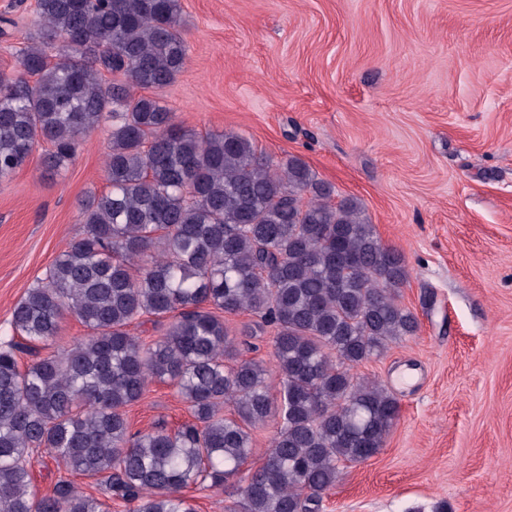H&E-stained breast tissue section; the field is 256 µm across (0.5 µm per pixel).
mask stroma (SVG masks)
<instances>
[{
  "instance_id": "stroma-1",
  "label": "stroma",
  "mask_w": 512,
  "mask_h": 512,
  "mask_svg": "<svg viewBox=\"0 0 512 512\" xmlns=\"http://www.w3.org/2000/svg\"><path fill=\"white\" fill-rule=\"evenodd\" d=\"M184 71L158 95L199 134L236 132L273 161L297 156L359 199L404 257L416 335L361 364L399 400L372 458L345 463L322 512H512V0H181ZM34 0H0V73H19ZM37 144L0 179V336L107 191L108 130L47 172ZM244 359L274 332L248 312ZM133 429L189 420L150 382Z\"/></svg>"
}]
</instances>
